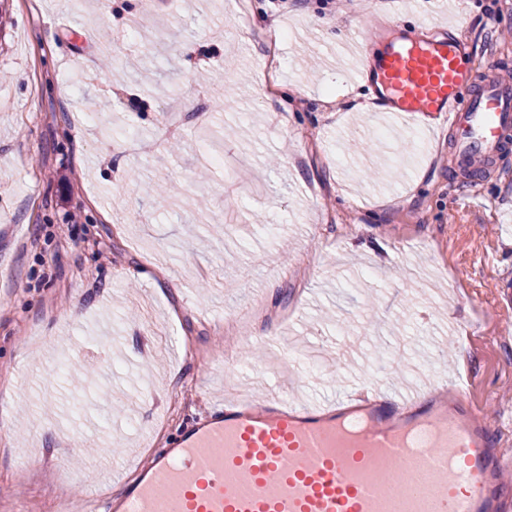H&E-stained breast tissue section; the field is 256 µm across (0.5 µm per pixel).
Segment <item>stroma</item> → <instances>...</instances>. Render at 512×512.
Returning <instances> with one entry per match:
<instances>
[{
  "instance_id": "35a3bbf8",
  "label": "stroma",
  "mask_w": 512,
  "mask_h": 512,
  "mask_svg": "<svg viewBox=\"0 0 512 512\" xmlns=\"http://www.w3.org/2000/svg\"><path fill=\"white\" fill-rule=\"evenodd\" d=\"M141 2L0 0V512H104L226 397L326 407L445 379L494 452L512 444V172L467 186L448 132L374 111L357 78L374 32L452 17L201 0L187 24L180 0ZM459 8L475 63L512 80V0ZM256 299L246 333L218 327Z\"/></svg>"
}]
</instances>
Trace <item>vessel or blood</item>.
<instances>
[{"label": "vessel or blood", "instance_id": "1", "mask_svg": "<svg viewBox=\"0 0 512 512\" xmlns=\"http://www.w3.org/2000/svg\"><path fill=\"white\" fill-rule=\"evenodd\" d=\"M372 101L392 117L441 119L467 182L512 155V81L480 72L457 36L405 34L364 58ZM404 401L299 408L225 402L153 452L110 512H512L493 494L512 458H491L478 418Z\"/></svg>", "mask_w": 512, "mask_h": 512}]
</instances>
